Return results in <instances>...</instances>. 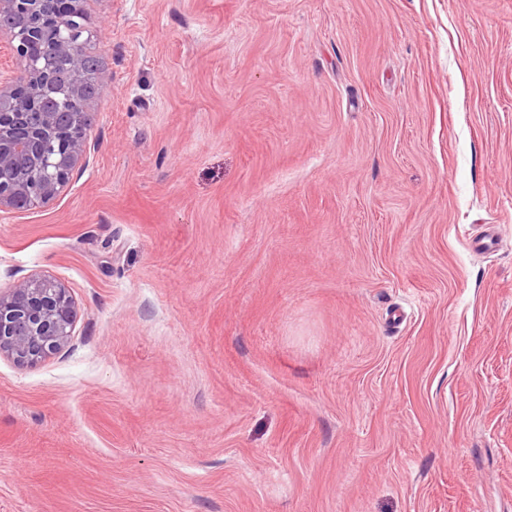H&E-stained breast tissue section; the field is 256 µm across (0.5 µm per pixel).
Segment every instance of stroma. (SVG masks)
I'll list each match as a JSON object with an SVG mask.
<instances>
[{
  "instance_id": "stroma-1",
  "label": "stroma",
  "mask_w": 512,
  "mask_h": 512,
  "mask_svg": "<svg viewBox=\"0 0 512 512\" xmlns=\"http://www.w3.org/2000/svg\"><path fill=\"white\" fill-rule=\"evenodd\" d=\"M87 8L88 160L0 211L76 309L0 357V512H512V0Z\"/></svg>"
}]
</instances>
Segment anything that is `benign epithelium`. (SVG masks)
I'll list each match as a JSON object with an SVG mask.
<instances>
[{"instance_id": "benign-epithelium-1", "label": "benign epithelium", "mask_w": 512, "mask_h": 512, "mask_svg": "<svg viewBox=\"0 0 512 512\" xmlns=\"http://www.w3.org/2000/svg\"><path fill=\"white\" fill-rule=\"evenodd\" d=\"M61 0H0V32L8 35L15 59L27 62L0 77V210L24 211L48 203L65 187L69 174L86 157L88 135L83 112L93 102L88 87L87 39L74 26V14ZM55 10L67 31L51 47L64 68L40 65L30 49L43 39L39 17ZM61 89L76 106L69 121L43 107L44 96ZM75 310L68 288L55 279L31 275L0 291V357L33 365L64 347L72 335Z\"/></svg>"}]
</instances>
